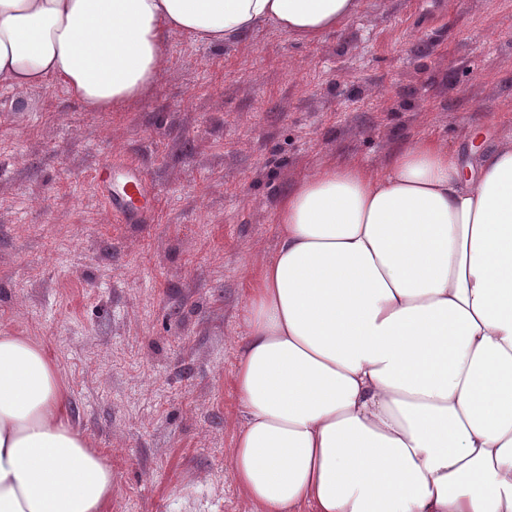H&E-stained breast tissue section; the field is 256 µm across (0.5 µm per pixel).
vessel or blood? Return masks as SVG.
I'll list each match as a JSON object with an SVG mask.
<instances>
[{"label": "vessel or blood", "mask_w": 512, "mask_h": 512, "mask_svg": "<svg viewBox=\"0 0 512 512\" xmlns=\"http://www.w3.org/2000/svg\"><path fill=\"white\" fill-rule=\"evenodd\" d=\"M94 179L98 184L110 187L111 192L106 202L123 223L134 224L139 221L148 201L149 182L137 164L104 163L96 169Z\"/></svg>", "instance_id": "b4317fda"}]
</instances>
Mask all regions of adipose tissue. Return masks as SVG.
I'll return each mask as SVG.
<instances>
[{
    "label": "adipose tissue",
    "instance_id": "obj_1",
    "mask_svg": "<svg viewBox=\"0 0 512 512\" xmlns=\"http://www.w3.org/2000/svg\"><path fill=\"white\" fill-rule=\"evenodd\" d=\"M362 0H0V85L90 110L158 82L170 39L302 40ZM249 278L229 462L253 512H512V141L477 164L419 138L380 171L302 179ZM42 346L0 333V512H106Z\"/></svg>",
    "mask_w": 512,
    "mask_h": 512
}]
</instances>
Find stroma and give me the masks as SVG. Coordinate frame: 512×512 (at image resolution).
<instances>
[{
  "label": "stroma",
  "mask_w": 512,
  "mask_h": 512,
  "mask_svg": "<svg viewBox=\"0 0 512 512\" xmlns=\"http://www.w3.org/2000/svg\"><path fill=\"white\" fill-rule=\"evenodd\" d=\"M512 139V0H365L305 41L177 35L151 92L85 109L0 86V332L42 344L72 425L112 468L107 512H250L228 464L247 281L280 200L432 138L463 161ZM135 162L155 192L123 224L93 180Z\"/></svg>",
  "instance_id": "1"
}]
</instances>
